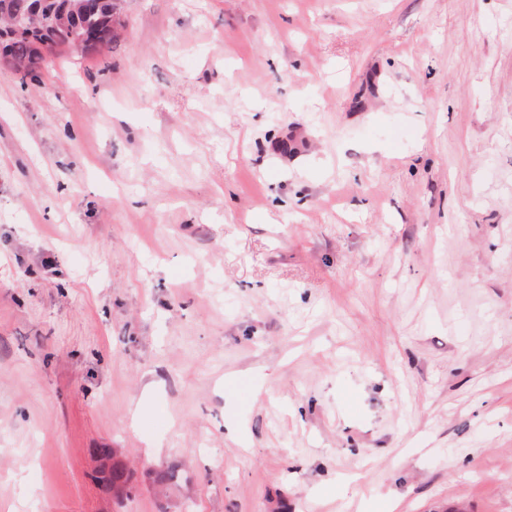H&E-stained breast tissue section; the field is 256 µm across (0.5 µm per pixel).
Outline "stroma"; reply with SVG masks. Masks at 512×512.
I'll list each match as a JSON object with an SVG mask.
<instances>
[{"label":"stroma","instance_id":"stroma-1","mask_svg":"<svg viewBox=\"0 0 512 512\" xmlns=\"http://www.w3.org/2000/svg\"><path fill=\"white\" fill-rule=\"evenodd\" d=\"M124 21L0 68V512H512V0Z\"/></svg>","mask_w":512,"mask_h":512}]
</instances>
